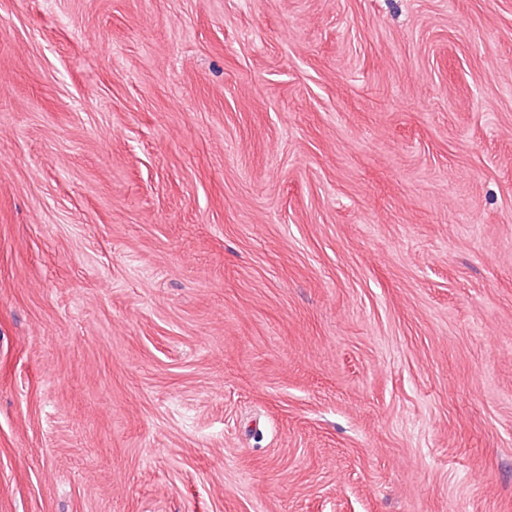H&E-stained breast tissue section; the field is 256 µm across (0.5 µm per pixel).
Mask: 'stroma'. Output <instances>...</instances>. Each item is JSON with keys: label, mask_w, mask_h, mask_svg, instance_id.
<instances>
[{"label": "stroma", "mask_w": 512, "mask_h": 512, "mask_svg": "<svg viewBox=\"0 0 512 512\" xmlns=\"http://www.w3.org/2000/svg\"><path fill=\"white\" fill-rule=\"evenodd\" d=\"M0 512H512V0H0Z\"/></svg>", "instance_id": "stroma-1"}]
</instances>
